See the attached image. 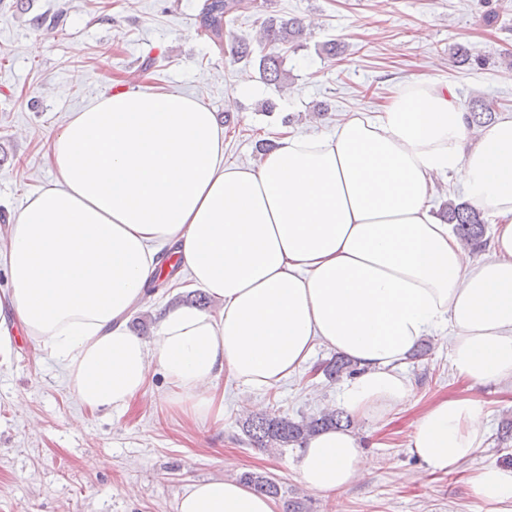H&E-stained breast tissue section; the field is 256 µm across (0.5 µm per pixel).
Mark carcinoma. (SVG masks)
<instances>
[{
	"label": "carcinoma",
	"instance_id": "carcinoma-1",
	"mask_svg": "<svg viewBox=\"0 0 512 512\" xmlns=\"http://www.w3.org/2000/svg\"><path fill=\"white\" fill-rule=\"evenodd\" d=\"M257 8L256 0H204L200 13L198 32L206 36L213 45L224 51V28L237 16ZM306 27L298 19L279 20L274 16L263 19L260 24L258 44L271 47V51L259 57L258 69L261 79L267 84L282 88L288 82V72L283 68V57L274 48L297 43L305 35ZM495 119V104L489 100H475L467 111L468 123L481 127ZM447 223L473 246L483 245L486 227L480 212L469 203L448 201L442 212ZM321 374L333 382L339 377L353 376L356 368L351 360L338 355L320 363ZM350 417L341 409H329L296 420L286 415L264 414L247 419L242 431L256 448H287L304 443L308 438L329 428L349 427ZM239 480L255 491L271 497L280 495L278 483L268 476L245 471Z\"/></svg>",
	"mask_w": 512,
	"mask_h": 512
}]
</instances>
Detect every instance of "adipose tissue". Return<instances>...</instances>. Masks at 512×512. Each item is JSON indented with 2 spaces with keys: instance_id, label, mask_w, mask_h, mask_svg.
Segmentation results:
<instances>
[{
  "instance_id": "ef3b65f1",
  "label": "adipose tissue",
  "mask_w": 512,
  "mask_h": 512,
  "mask_svg": "<svg viewBox=\"0 0 512 512\" xmlns=\"http://www.w3.org/2000/svg\"><path fill=\"white\" fill-rule=\"evenodd\" d=\"M49 184L27 196L0 239L10 306L26 338L67 370L83 407L128 409L151 367L169 404L221 423L216 381L272 388L324 345L359 372L338 402L383 420L413 396L400 367L447 334L457 376L512 382V116L469 128L454 92L401 85L380 112H346L332 134L283 132L256 164L224 163V130L199 99L117 90L71 113L54 134ZM456 176L494 218L472 258L432 201ZM177 270L214 310L161 307L152 337L128 318ZM479 400L429 404L409 436L433 472L469 460L486 438ZM346 430L307 443L297 466L331 495L369 469ZM485 512H512V466L475 472ZM177 512H277L232 478L190 485Z\"/></svg>"
}]
</instances>
